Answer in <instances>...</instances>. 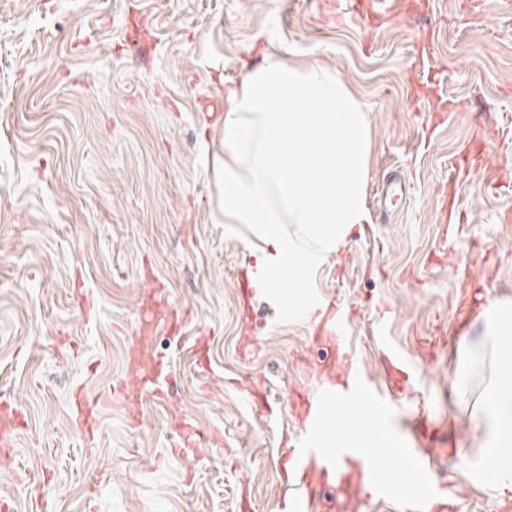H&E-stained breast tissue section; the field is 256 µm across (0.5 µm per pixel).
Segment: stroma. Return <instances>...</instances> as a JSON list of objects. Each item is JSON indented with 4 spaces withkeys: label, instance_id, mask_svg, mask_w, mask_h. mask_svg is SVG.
Instances as JSON below:
<instances>
[{
    "label": "stroma",
    "instance_id": "35a3bbf8",
    "mask_svg": "<svg viewBox=\"0 0 512 512\" xmlns=\"http://www.w3.org/2000/svg\"><path fill=\"white\" fill-rule=\"evenodd\" d=\"M356 0H0V387L26 426L0 463V500L13 512H279L273 475L300 427L294 393L320 386L325 346L310 323L243 293L253 261L224 231V97L242 61L264 51L338 71L364 105L369 177L405 173L410 193L325 262L320 297L352 311L349 347L382 379L371 337L384 331L412 370L387 388L384 427L414 447L425 414L452 447L478 437L452 388L457 351L420 345L457 319L471 293L512 301V187L475 174L457 254L435 263L437 187L480 126L512 122V15L474 13L467 0H424L422 14L383 25L374 44L353 23ZM437 37V84L415 82L416 41ZM457 101L431 139L430 100ZM161 292L146 353L169 362L165 398L143 393L132 424L120 402L99 413L94 443L70 417L76 391L126 378L149 281ZM263 386L260 414L236 379ZM459 512H500L456 458H432Z\"/></svg>",
    "mask_w": 512,
    "mask_h": 512
}]
</instances>
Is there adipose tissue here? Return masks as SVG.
Masks as SVG:
<instances>
[{
  "mask_svg": "<svg viewBox=\"0 0 512 512\" xmlns=\"http://www.w3.org/2000/svg\"><path fill=\"white\" fill-rule=\"evenodd\" d=\"M223 130L224 221L248 231L252 288L319 321L320 269L368 221L366 112L336 71L271 53L245 64ZM290 278L295 289L283 291ZM480 318L487 337L464 347L452 385L469 401L482 432L474 454L494 484L512 478V363L497 352L498 337L512 335V302L489 301Z\"/></svg>",
  "mask_w": 512,
  "mask_h": 512,
  "instance_id": "adipose-tissue-1",
  "label": "adipose tissue"
}]
</instances>
